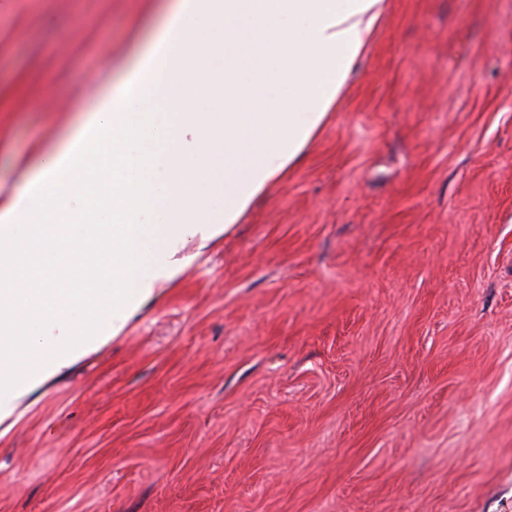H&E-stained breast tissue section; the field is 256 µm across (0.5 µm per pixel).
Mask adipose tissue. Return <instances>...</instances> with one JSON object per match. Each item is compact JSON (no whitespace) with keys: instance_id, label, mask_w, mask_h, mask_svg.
Segmentation results:
<instances>
[{"instance_id":"adipose-tissue-1","label":"adipose tissue","mask_w":512,"mask_h":512,"mask_svg":"<svg viewBox=\"0 0 512 512\" xmlns=\"http://www.w3.org/2000/svg\"><path fill=\"white\" fill-rule=\"evenodd\" d=\"M383 9L184 0L163 36L93 94L66 145L0 196V424L117 337L180 275L189 243L226 233L299 163ZM148 202L161 223H140ZM87 212L112 221L83 223Z\"/></svg>"}]
</instances>
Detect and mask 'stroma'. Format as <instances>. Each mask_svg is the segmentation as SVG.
Wrapping results in <instances>:
<instances>
[{"label": "stroma", "mask_w": 512, "mask_h": 512, "mask_svg": "<svg viewBox=\"0 0 512 512\" xmlns=\"http://www.w3.org/2000/svg\"><path fill=\"white\" fill-rule=\"evenodd\" d=\"M171 0H0V192ZM0 433V512H512V0H386L288 177Z\"/></svg>", "instance_id": "obj_1"}]
</instances>
